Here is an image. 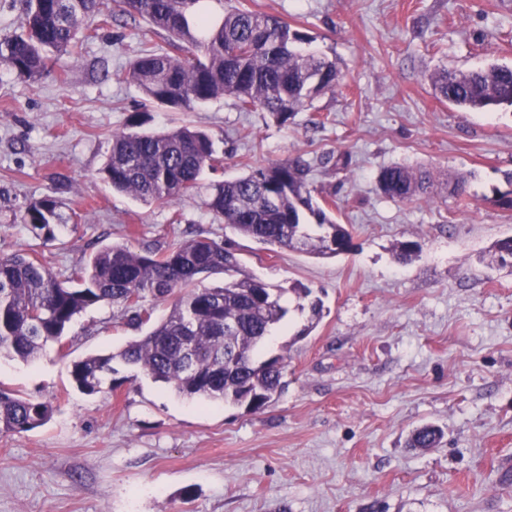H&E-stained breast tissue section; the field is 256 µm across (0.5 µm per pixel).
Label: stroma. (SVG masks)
I'll return each mask as SVG.
<instances>
[{"label": "stroma", "mask_w": 512, "mask_h": 512, "mask_svg": "<svg viewBox=\"0 0 512 512\" xmlns=\"http://www.w3.org/2000/svg\"><path fill=\"white\" fill-rule=\"evenodd\" d=\"M276 15L338 62L335 92L288 124L242 112L226 96L190 112L152 107L147 128L208 132L222 158L197 196L168 206L112 192L99 174L113 131L142 110L126 78L165 32L117 16L76 55L28 81L0 68V254L24 251L61 276L112 243L163 248L194 233L232 240L271 286L302 284L323 302L290 312L264 347L285 356V386L253 412L178 394L117 365L114 390L80 392L73 361L138 337L111 305L76 317L65 349L35 362L0 358V389L54 401L43 426L0 434V512H512V265L492 258L512 236L496 205L512 172V107L465 112L440 99L439 68L512 66V0H224ZM348 152L335 170L330 156ZM301 157L311 186L353 228L351 251L322 257L270 251L233 234L204 206L210 183ZM429 170L433 196L384 197L380 170ZM467 179L448 194V177ZM59 198L55 240L21 221L26 204ZM405 241L417 250L396 258ZM309 325V324H308ZM440 427L438 447L412 432Z\"/></svg>", "instance_id": "1"}]
</instances>
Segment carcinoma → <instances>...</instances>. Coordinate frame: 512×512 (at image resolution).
<instances>
[{
    "instance_id": "carcinoma-1",
    "label": "carcinoma",
    "mask_w": 512,
    "mask_h": 512,
    "mask_svg": "<svg viewBox=\"0 0 512 512\" xmlns=\"http://www.w3.org/2000/svg\"><path fill=\"white\" fill-rule=\"evenodd\" d=\"M205 0H24L19 28L0 38V66L30 81L42 78L53 55H76L88 34V19L108 23L114 9L147 20L166 31L170 50L144 47L131 61L127 78L150 103L189 111L231 96L242 112H268L281 124L307 100L333 92L340 82L336 61L306 52L305 33L282 18L257 11L230 9L215 22L199 4ZM439 96L467 110L512 106V67L430 75ZM139 114L112 133V146L101 174L112 189L144 202L166 205L193 196L204 168L220 163L214 142L199 129L180 127L144 131ZM309 167L300 158L256 167L242 176L215 182L204 204L217 219L243 237L273 249H296L336 256L332 243L352 248L349 227L331 218L328 207L312 195ZM430 172L396 164L378 175L380 192L399 203L424 198ZM61 201L46 195L29 202L21 220L33 235L56 239L63 223ZM317 220L313 236L304 212ZM224 275L219 286L202 278ZM301 300L310 320L321 317L322 301L311 289L296 285L273 289L249 273L236 252L223 242L196 236L165 249L136 250L113 245L98 251L63 280L26 252L0 256V356L31 362L49 343L63 345L76 315L107 303L126 315L132 326L150 330L118 353L92 355L73 363L71 376L88 393L102 391L105 375L116 372L114 360L132 366L179 394L239 404L252 394L254 410L265 409L280 393L285 371L281 355H256L290 312L285 294ZM310 299L309 306L302 301ZM170 304L169 314L152 321L153 306ZM236 324L233 334L224 323ZM55 411L52 402L0 390V433H22L44 425ZM442 430L417 429L410 446L440 444Z\"/></svg>"
}]
</instances>
